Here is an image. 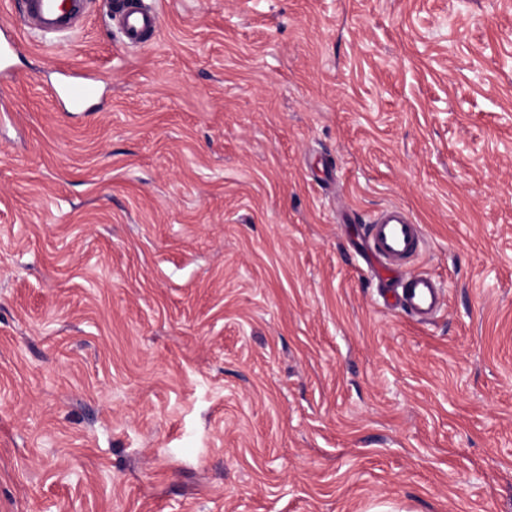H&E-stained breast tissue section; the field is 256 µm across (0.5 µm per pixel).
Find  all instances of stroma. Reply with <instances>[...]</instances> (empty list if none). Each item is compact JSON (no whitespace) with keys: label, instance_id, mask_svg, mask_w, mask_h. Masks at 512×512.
<instances>
[{"label":"stroma","instance_id":"35a3bbf8","mask_svg":"<svg viewBox=\"0 0 512 512\" xmlns=\"http://www.w3.org/2000/svg\"><path fill=\"white\" fill-rule=\"evenodd\" d=\"M151 2L0 4V512H512V0ZM83 0H23L29 32L45 39L71 31L83 9ZM115 30L126 47L142 45L160 27L159 12L135 0H118L112 12ZM59 100H65L72 109H80L97 95V84L94 80L81 81L62 80L54 89ZM362 245L367 261L379 265L387 280L396 283L392 288L395 304L402 311L420 320L439 311L443 293L435 278L425 273L405 277L399 273L422 248L421 228L405 210L397 206L382 210L369 224Z\"/></svg>","mask_w":512,"mask_h":512}]
</instances>
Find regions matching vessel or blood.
<instances>
[{
	"instance_id": "vessel-or-blood-1",
	"label": "vessel or blood",
	"mask_w": 512,
	"mask_h": 512,
	"mask_svg": "<svg viewBox=\"0 0 512 512\" xmlns=\"http://www.w3.org/2000/svg\"><path fill=\"white\" fill-rule=\"evenodd\" d=\"M82 9V0H23L30 32L43 39L71 31ZM112 21L128 47L142 45L160 27L158 11L141 6L139 0H117ZM54 94L77 110L96 97L97 84L91 79H66ZM362 245L368 262L379 265L395 283V303L402 311L420 320L439 311L443 293L435 278L425 273L400 274L422 248L421 228L405 210L397 206L382 210L369 225Z\"/></svg>"
}]
</instances>
